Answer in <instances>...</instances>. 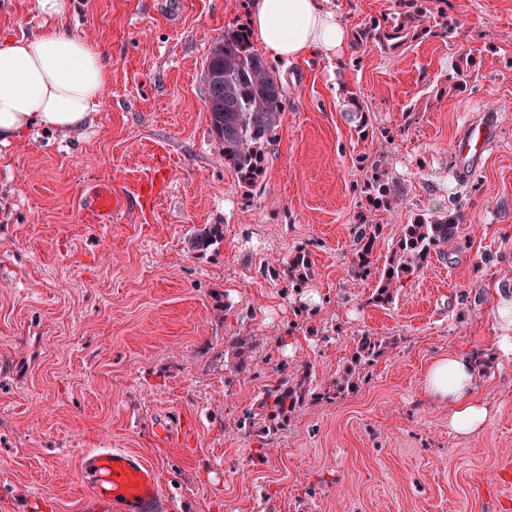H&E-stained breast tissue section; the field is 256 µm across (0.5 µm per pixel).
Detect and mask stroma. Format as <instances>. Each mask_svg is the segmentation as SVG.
Wrapping results in <instances>:
<instances>
[{
    "instance_id": "stroma-1",
    "label": "stroma",
    "mask_w": 512,
    "mask_h": 512,
    "mask_svg": "<svg viewBox=\"0 0 512 512\" xmlns=\"http://www.w3.org/2000/svg\"><path fill=\"white\" fill-rule=\"evenodd\" d=\"M246 3L66 0L61 24L96 42L112 83L79 130L0 145V512H82L80 465L103 448L152 463L173 512H503L512 360L497 355L494 308L512 299V0H428L454 20L447 36L277 65L282 122L251 188L209 133L203 81ZM332 5L354 28L398 0ZM43 22L35 0H0V36ZM463 56L477 62L472 81L443 92ZM349 90L374 139L345 123ZM483 122L492 143L460 171L454 146ZM382 153L400 199L377 211L360 188ZM156 171L167 190L140 209ZM104 186L129 201L105 223L89 208ZM456 202L458 240L392 304H370L375 278L351 270L355 225H382V258L403 224ZM205 224L224 227L218 252L188 247ZM302 246L314 334L285 351L300 301L262 268ZM368 333L390 346L354 393L310 405L268 441L238 431L279 367L306 361L330 381ZM242 334L259 346L238 374L216 356ZM451 351L482 359L489 417L471 436L449 432L447 407L423 393L427 367Z\"/></svg>"
}]
</instances>
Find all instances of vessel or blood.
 Segmentation results:
<instances>
[{"mask_svg": "<svg viewBox=\"0 0 512 512\" xmlns=\"http://www.w3.org/2000/svg\"><path fill=\"white\" fill-rule=\"evenodd\" d=\"M491 138L490 124L470 128L455 145L460 163H474ZM81 475L91 485L92 496L84 512H168L158 472L136 452L108 448L86 460Z\"/></svg>", "mask_w": 512, "mask_h": 512, "instance_id": "b4317fda", "label": "vessel or blood"}]
</instances>
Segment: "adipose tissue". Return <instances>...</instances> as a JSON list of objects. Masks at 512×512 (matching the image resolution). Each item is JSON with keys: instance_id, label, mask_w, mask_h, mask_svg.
<instances>
[{"instance_id": "obj_1", "label": "adipose tissue", "mask_w": 512, "mask_h": 512, "mask_svg": "<svg viewBox=\"0 0 512 512\" xmlns=\"http://www.w3.org/2000/svg\"><path fill=\"white\" fill-rule=\"evenodd\" d=\"M47 21L33 36L0 39V144L19 140L33 126L80 128L112 82V63L93 41L63 27V0H37ZM247 28L267 58L299 62L337 58L349 28L330 0H250ZM481 371L474 358L453 352L429 368L424 392L448 407L450 432L469 436L485 425L489 409L475 396Z\"/></svg>"}]
</instances>
